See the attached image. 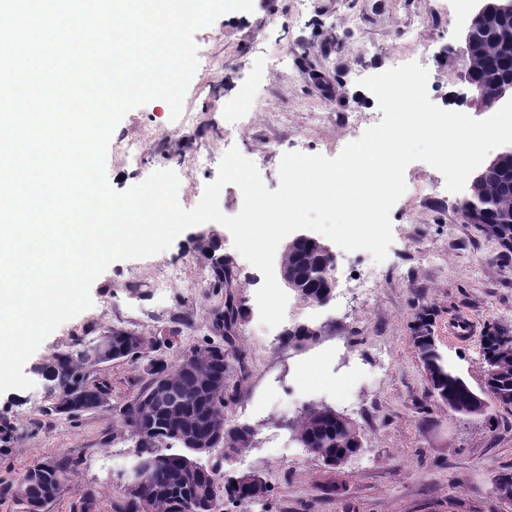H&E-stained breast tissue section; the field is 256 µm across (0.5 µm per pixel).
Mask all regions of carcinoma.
<instances>
[{"mask_svg": "<svg viewBox=\"0 0 512 512\" xmlns=\"http://www.w3.org/2000/svg\"><path fill=\"white\" fill-rule=\"evenodd\" d=\"M492 23L472 33L475 44L483 50L476 67L467 73V78L486 85L493 93L501 85L512 83V22L505 10L512 7V0H486ZM477 189L480 195L478 208L474 210L473 223L483 226L485 233L497 241L506 252H512V164L496 165L478 174ZM325 261L320 247L311 240L293 243L285 249L282 263L288 266L291 280L301 289L315 296L327 293L328 285L322 265ZM248 310L232 299L224 302V310L214 314L213 329L230 340L236 323L243 320ZM415 319L420 321L418 348L421 361L431 363L442 361L433 338L432 313L423 309ZM111 346L109 360H120L138 355L137 347L130 339L142 336L129 330H112L108 333ZM286 340L295 348L317 341L310 329H298L286 333ZM485 380L488 387L499 394L503 403L512 405V332L487 327L481 336ZM211 354L202 358L204 374L209 378H224V345L210 344ZM43 377L52 383L55 391L53 410L57 413L74 415L87 409L99 408L101 386L88 381L85 366L77 362L71 352H58L40 367ZM152 382L122 413L129 430H134L136 417L142 414V407L153 399L156 384L165 382L171 394L158 403L152 413V428L155 432L140 436L136 451L141 458L154 463V470L170 477L177 475L184 464L196 458V452L187 448L178 439L179 433L197 434L207 437L218 428L228 433H242L254 436V430L243 425H231L224 420V394H212L197 386L196 376L184 371L181 366H168L160 360L149 363ZM438 391L454 409L462 413L467 410L473 388L446 365H441L437 377ZM302 445L309 448L329 470L336 465L330 458L357 455L362 448L361 434L353 421L328 407L308 406L290 425ZM37 466L29 468L12 487L15 499L25 512H41L45 504L47 489L37 478ZM234 476L217 472L200 474L195 482H169L162 489L156 487L155 477L145 476L144 489L153 497V512H184L189 501L210 502L217 485H224L228 496L234 492Z\"/></svg>", "mask_w": 512, "mask_h": 512, "instance_id": "obj_1", "label": "carcinoma"}]
</instances>
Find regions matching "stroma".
I'll return each instance as SVG.
<instances>
[{
	"label": "stroma",
	"instance_id": "stroma-1",
	"mask_svg": "<svg viewBox=\"0 0 512 512\" xmlns=\"http://www.w3.org/2000/svg\"><path fill=\"white\" fill-rule=\"evenodd\" d=\"M481 0H253L198 30L199 65L182 109L196 121L171 117L160 99L129 111L107 150L111 186L124 191L158 170L174 171L178 202L197 206L232 148L257 166L269 190L280 183L288 152L336 157L361 137L366 123L344 115L374 112L375 96L361 78L387 71L394 58L428 71L427 93L442 109L471 113V92L460 53ZM416 31L412 42L397 30ZM324 72L329 89L311 83L309 68ZM150 136L146 150L123 157L116 143ZM406 190L391 210L393 241L375 263L364 251H338L336 300L322 307L290 297L283 323L261 324L256 293L262 273L221 230L233 277L214 287L210 269L194 250L200 226L182 232L166 250L111 264L91 287V308L61 324L24 366L33 388L0 393V424L11 438L0 445V512H24L7 487L41 461L66 464L69 476L44 512H120L121 474L136 439L120 411L147 386L149 373L131 358L90 367L105 383L107 408L70 416L50 413L54 395L36 368L54 353L77 352L107 330H131L149 357L176 363L204 344L218 342L211 325L226 298L245 304L225 347L224 418L255 431L253 444L235 456L237 472L258 471L269 490L258 502L225 503L220 512H512L496 484L512 473V406H491L487 416L455 414L434 396L411 341L414 317L433 313L434 336L445 364L472 388L483 384L480 333L495 324L512 330V253L503 252L480 225L461 212L463 193L447 190L444 176L416 161L405 170ZM172 279L163 294L152 280ZM111 310H103L104 294ZM470 317L467 340L448 336V319ZM321 326L322 339L305 349L281 348L279 336L295 322ZM350 345L337 352L336 339ZM346 415L363 447L335 472L297 442L289 430L308 405Z\"/></svg>",
	"mask_w": 512,
	"mask_h": 512
}]
</instances>
